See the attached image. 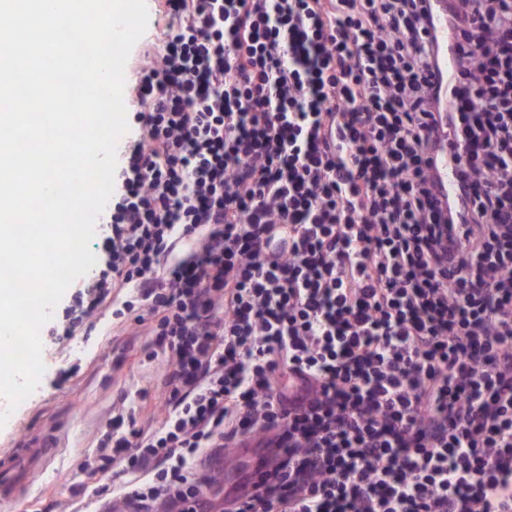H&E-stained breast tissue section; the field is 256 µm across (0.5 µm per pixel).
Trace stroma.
Listing matches in <instances>:
<instances>
[{"instance_id": "obj_1", "label": "stroma", "mask_w": 512, "mask_h": 512, "mask_svg": "<svg viewBox=\"0 0 512 512\" xmlns=\"http://www.w3.org/2000/svg\"><path fill=\"white\" fill-rule=\"evenodd\" d=\"M77 285H70L41 336L45 371L35 392L0 427V452L57 442L54 459L28 493L0 512H95L109 502L81 469L122 405L160 406L162 367L150 359L147 325L115 324L111 312L84 317L74 335L62 332L81 315ZM82 316V315H81Z\"/></svg>"}]
</instances>
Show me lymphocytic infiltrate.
<instances>
[{
  "label": "lymphocytic infiltrate",
  "mask_w": 512,
  "mask_h": 512,
  "mask_svg": "<svg viewBox=\"0 0 512 512\" xmlns=\"http://www.w3.org/2000/svg\"><path fill=\"white\" fill-rule=\"evenodd\" d=\"M447 2L443 93L430 0H158L84 281L166 367L158 425L82 465L138 512L247 440L224 512H512V0ZM445 143V148L438 156L433 171L442 186L443 192L446 190L447 193L451 194L454 191L455 185V169L452 163H448V144L454 153L462 154L463 148L454 143L452 137H449L448 134H446Z\"/></svg>",
  "instance_id": "obj_1"
}]
</instances>
